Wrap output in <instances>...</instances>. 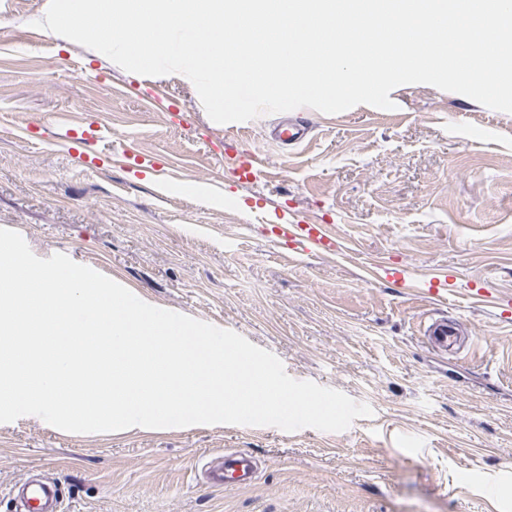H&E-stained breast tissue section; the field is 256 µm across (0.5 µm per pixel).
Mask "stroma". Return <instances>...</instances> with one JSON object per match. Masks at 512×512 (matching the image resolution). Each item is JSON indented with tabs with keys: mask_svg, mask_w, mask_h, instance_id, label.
I'll use <instances>...</instances> for the list:
<instances>
[{
	"mask_svg": "<svg viewBox=\"0 0 512 512\" xmlns=\"http://www.w3.org/2000/svg\"><path fill=\"white\" fill-rule=\"evenodd\" d=\"M49 3L0 0V228L235 331L373 414L335 433L78 434L24 416L0 424V490L58 479L64 512H512V114L402 85L391 110L313 112L286 146L269 134L279 114L215 123L183 75L131 73L33 28ZM69 122L101 136L66 147ZM126 142L147 165H90ZM254 156L264 177L240 170ZM292 214L326 225L337 251L286 258ZM409 273L447 275V301L403 288ZM442 314L476 345L425 347L421 325ZM222 451L252 455L256 479L204 484Z\"/></svg>",
	"mask_w": 512,
	"mask_h": 512,
	"instance_id": "stroma-1",
	"label": "stroma"
}]
</instances>
